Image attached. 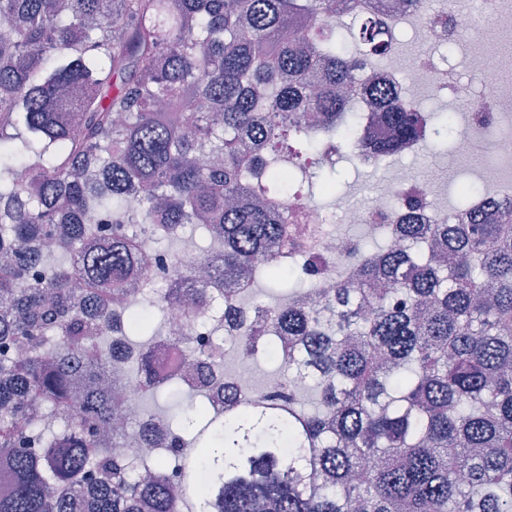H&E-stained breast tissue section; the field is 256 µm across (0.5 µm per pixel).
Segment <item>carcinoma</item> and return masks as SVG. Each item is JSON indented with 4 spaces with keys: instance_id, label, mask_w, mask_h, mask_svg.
<instances>
[{
    "instance_id": "1",
    "label": "carcinoma",
    "mask_w": 512,
    "mask_h": 512,
    "mask_svg": "<svg viewBox=\"0 0 512 512\" xmlns=\"http://www.w3.org/2000/svg\"><path fill=\"white\" fill-rule=\"evenodd\" d=\"M357 2L0 0V512H512V207L500 224H373V251L288 265L304 229L280 222L270 184L296 219L335 193L315 136L342 153L337 89L392 50L373 15L341 41ZM372 92L390 132L363 153L434 130ZM187 225L211 240L210 277L189 289L175 267L165 288L128 287ZM260 277L285 289L273 306L244 297ZM188 293L192 364L222 373L238 306L229 349L306 388L239 387L215 410L195 377L157 376ZM118 309L126 363L110 379ZM128 379L145 381L138 406L178 397L152 414L157 479L110 433Z\"/></svg>"
}]
</instances>
